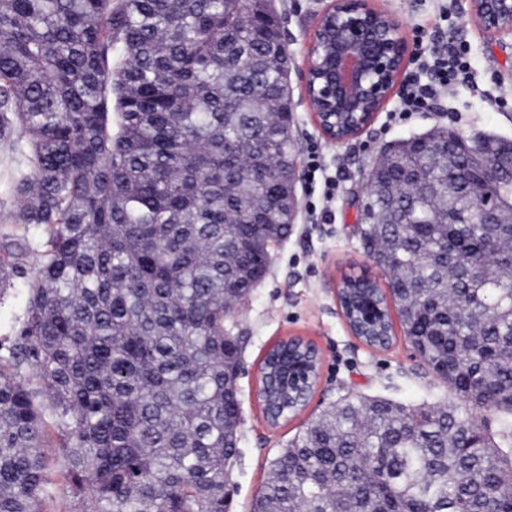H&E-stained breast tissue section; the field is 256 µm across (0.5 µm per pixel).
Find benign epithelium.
Here are the masks:
<instances>
[{"label":"benign epithelium","instance_id":"obj_1","mask_svg":"<svg viewBox=\"0 0 512 512\" xmlns=\"http://www.w3.org/2000/svg\"><path fill=\"white\" fill-rule=\"evenodd\" d=\"M469 15L491 38L512 36V0H470ZM406 78L400 24L370 0H332L317 18L301 75L324 136L336 144L358 137L391 91ZM482 223L511 224L512 213L481 208ZM292 365L283 363L274 385L290 398Z\"/></svg>","mask_w":512,"mask_h":512}]
</instances>
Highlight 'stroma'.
I'll return each instance as SVG.
<instances>
[{"label": "stroma", "instance_id": "1", "mask_svg": "<svg viewBox=\"0 0 512 512\" xmlns=\"http://www.w3.org/2000/svg\"><path fill=\"white\" fill-rule=\"evenodd\" d=\"M392 14L408 47L406 71L418 73L420 44L455 38L468 48L470 84L444 91L434 112L398 116V94H391L374 122L345 144L329 142L318 129L299 76L318 14L330 0H275L284 19L290 57L293 134L298 143V216L288 237L273 244L267 277L238 305L233 321L248 338L243 371L237 379L242 416L240 453L232 466L229 512H250L260 492L270 458L310 419L348 396L389 399L408 407L451 400L439 377L420 360L401 330L389 348L372 351L349 330L337 301L344 276L379 277L369 260L358 226L365 193L364 175L385 144L434 126L465 134L491 132L512 139V38L489 40L468 19L467 0H372ZM318 148L327 176L336 183L335 197L317 214L319 194L307 190L308 151ZM17 166L9 144L0 140V245L27 244L32 235L11 223L17 207L11 179ZM28 280L16 278L0 297V356L6 355L13 330L23 314ZM301 337L323 355L320 380L308 406L279 426H269L258 400V363L274 340ZM57 434H50L43 453L51 469L44 512H89V499L75 498L61 469Z\"/></svg>", "mask_w": 512, "mask_h": 512}]
</instances>
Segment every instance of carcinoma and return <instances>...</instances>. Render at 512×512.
<instances>
[{
	"mask_svg": "<svg viewBox=\"0 0 512 512\" xmlns=\"http://www.w3.org/2000/svg\"><path fill=\"white\" fill-rule=\"evenodd\" d=\"M281 25L271 0H0L12 223L38 232L0 254L1 295L33 270L0 358V512H43L49 419L93 512H224L240 419L226 321L290 230ZM509 148L432 127L371 175L364 242L453 399H343L270 459L252 512H512V227L489 234L473 201L512 209V181L483 175ZM340 289L365 340L393 331L376 281ZM283 352L313 379L306 348Z\"/></svg>",
	"mask_w": 512,
	"mask_h": 512,
	"instance_id": "1",
	"label": "carcinoma"
}]
</instances>
